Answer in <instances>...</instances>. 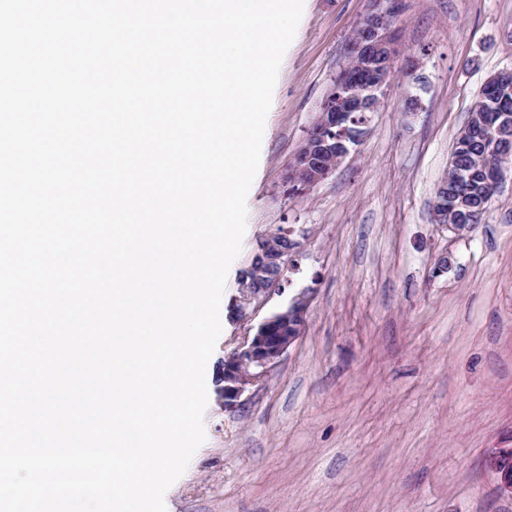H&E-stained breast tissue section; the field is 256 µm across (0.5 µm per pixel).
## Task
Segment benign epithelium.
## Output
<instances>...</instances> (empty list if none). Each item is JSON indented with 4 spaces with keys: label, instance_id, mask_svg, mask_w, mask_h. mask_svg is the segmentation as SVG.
<instances>
[{
    "label": "benign epithelium",
    "instance_id": "benign-epithelium-1",
    "mask_svg": "<svg viewBox=\"0 0 512 512\" xmlns=\"http://www.w3.org/2000/svg\"><path fill=\"white\" fill-rule=\"evenodd\" d=\"M371 8L357 25L348 45L352 68L369 74V85L361 88L351 84L349 95L342 97L329 92L321 103L314 122L315 129L296 151L293 163L286 174V182L309 190L319 184L358 146L364 135L362 129L346 125L348 114L369 106L376 110L384 86L391 79L396 56L391 19L400 8V0H370ZM332 127L340 128L342 135L328 139L324 132ZM512 162V154L502 151L498 167L489 171V192L497 191L503 180L502 169ZM439 224L457 237L469 231L465 216L456 214L452 223H444V215L437 216ZM296 241L291 246L278 247L271 239H262L258 245L263 257L261 268L265 275L273 277L262 292L242 293L238 320L249 322L252 314L264 303L269 293L280 288L282 274L288 268ZM308 296L303 294L291 304L266 316L256 327L254 335L243 347L224 359V401L232 406L249 387L267 378L288 349L302 336ZM485 466L497 476V489L512 495V448H497L485 457Z\"/></svg>",
    "mask_w": 512,
    "mask_h": 512
}]
</instances>
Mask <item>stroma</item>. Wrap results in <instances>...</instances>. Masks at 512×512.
Masks as SVG:
<instances>
[{"label": "stroma", "mask_w": 512, "mask_h": 512, "mask_svg": "<svg viewBox=\"0 0 512 512\" xmlns=\"http://www.w3.org/2000/svg\"><path fill=\"white\" fill-rule=\"evenodd\" d=\"M370 5L305 0L221 301L239 298L258 241L286 227L298 246L264 310L308 294L305 332L228 409L224 360L247 326L223 320L205 441L166 512H512L484 466L512 447V175L465 236L431 215L482 86L512 70V0H403L395 74L361 143L320 184L289 192L286 168ZM443 252L451 265L432 276Z\"/></svg>", "instance_id": "35a3bbf8"}]
</instances>
